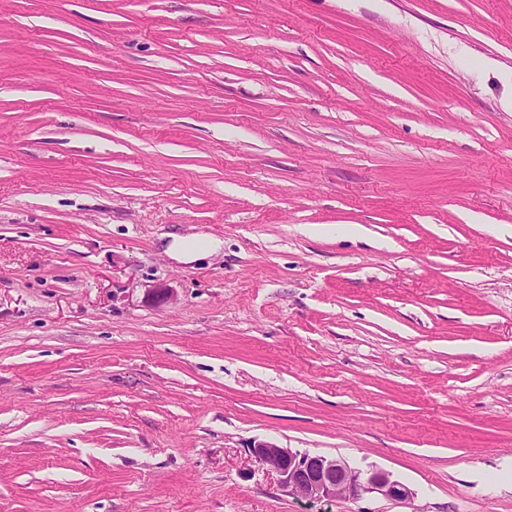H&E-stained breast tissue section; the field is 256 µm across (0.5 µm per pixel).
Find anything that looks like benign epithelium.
Instances as JSON below:
<instances>
[{
	"label": "benign epithelium",
	"instance_id": "benign-epithelium-1",
	"mask_svg": "<svg viewBox=\"0 0 512 512\" xmlns=\"http://www.w3.org/2000/svg\"><path fill=\"white\" fill-rule=\"evenodd\" d=\"M250 451L277 473L284 492L309 501L358 499L368 493L403 501L411 495L408 487L386 471L363 473L341 459L294 451L271 442L255 443Z\"/></svg>",
	"mask_w": 512,
	"mask_h": 512
}]
</instances>
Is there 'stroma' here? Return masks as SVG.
Here are the masks:
<instances>
[{
  "label": "stroma",
  "instance_id": "stroma-1",
  "mask_svg": "<svg viewBox=\"0 0 512 512\" xmlns=\"http://www.w3.org/2000/svg\"><path fill=\"white\" fill-rule=\"evenodd\" d=\"M511 459L512 0H0V512H512ZM221 247L220 240L199 234L188 238L175 237L167 250L178 260L189 263L208 252H215ZM250 451L258 461L277 473L284 492L309 501L337 497L358 499L368 493L403 501L411 495L408 487L386 471L363 473L341 459L293 451L271 442L254 443Z\"/></svg>",
  "mask_w": 512,
  "mask_h": 512
}]
</instances>
